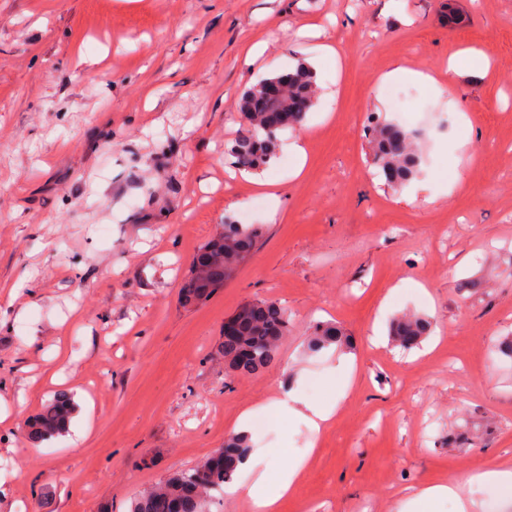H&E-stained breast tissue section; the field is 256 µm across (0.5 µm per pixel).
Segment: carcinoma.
<instances>
[{"instance_id":"carcinoma-1","label":"carcinoma","mask_w":512,"mask_h":512,"mask_svg":"<svg viewBox=\"0 0 512 512\" xmlns=\"http://www.w3.org/2000/svg\"><path fill=\"white\" fill-rule=\"evenodd\" d=\"M288 93L278 106L293 107L296 99L314 100V76L300 63L286 72ZM262 83L252 86L241 99L240 110L245 127L235 139L230 152L236 166L254 172L268 165L277 156L279 137L297 132L305 113H296V125L269 131L265 128L266 107L260 98ZM372 164L380 169L388 184L401 188L416 178L420 156L413 146L414 134L390 122H376L372 127ZM259 229L240 224L224 225V232L201 248L196 264L191 266L181 288L186 304L209 298L253 251ZM239 330L224 337L220 353L224 364L241 377H249L271 367L278 359V342L288 332L289 320L284 310L272 300H258L244 306L235 316ZM429 329L421 316L402 317L394 327V336L404 348L417 344ZM343 334L334 325H319L310 336L312 351L332 345L340 346ZM75 404L67 391L57 392L52 401L27 422V436L33 441L47 440L62 434L74 412ZM249 452L248 435L236 434L224 442L222 458L179 471L160 483L132 505L131 512H206V497L211 491L224 488L237 474L240 459Z\"/></svg>"}]
</instances>
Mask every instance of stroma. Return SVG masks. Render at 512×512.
<instances>
[{"mask_svg": "<svg viewBox=\"0 0 512 512\" xmlns=\"http://www.w3.org/2000/svg\"><path fill=\"white\" fill-rule=\"evenodd\" d=\"M460 51L477 67L449 77ZM301 62L305 130L238 170L242 94ZM401 65L434 84L386 81ZM374 116L415 134L421 174L401 189L371 165ZM245 218L256 250L183 305L197 251ZM256 299L290 324L278 363L243 378L222 328ZM406 313L431 322L409 350L389 337ZM318 322L349 340L347 396L319 434L257 429L282 386L334 399L338 353L308 348ZM507 337L512 0H0V512H128L247 410L261 468L308 457L277 512H401L419 484L512 467ZM60 390L68 429L30 441Z\"/></svg>", "mask_w": 512, "mask_h": 512, "instance_id": "obj_1", "label": "stroma"}]
</instances>
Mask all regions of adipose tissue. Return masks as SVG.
Segmentation results:
<instances>
[{
    "mask_svg": "<svg viewBox=\"0 0 512 512\" xmlns=\"http://www.w3.org/2000/svg\"><path fill=\"white\" fill-rule=\"evenodd\" d=\"M270 409L276 416L287 420L307 422L312 433H319L332 420L335 404L315 406L303 400L297 390H285L271 403ZM305 466L304 457H297L288 469L277 476H270L267 470L258 466L256 459L245 458L239 466L241 472L248 475L245 483L229 486V494L250 502L255 512H277L281 499L288 496L299 481ZM497 485L501 492V506L512 505V469L492 466L484 470L458 474L450 483L427 484L415 489L408 501L409 506H427L429 504L453 499L457 502L458 512H470L471 505L461 499V491L474 483Z\"/></svg>",
    "mask_w": 512,
    "mask_h": 512,
    "instance_id": "obj_1",
    "label": "adipose tissue"
}]
</instances>
